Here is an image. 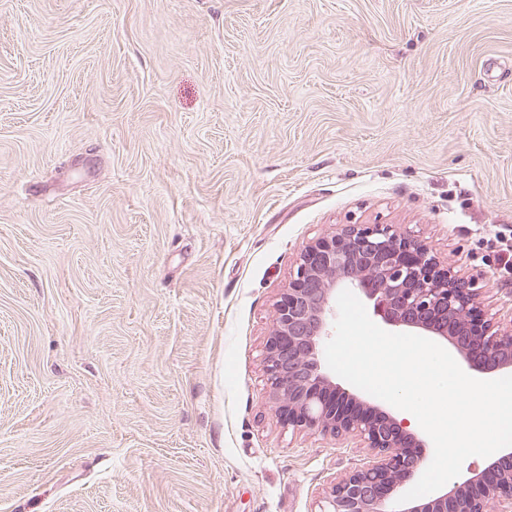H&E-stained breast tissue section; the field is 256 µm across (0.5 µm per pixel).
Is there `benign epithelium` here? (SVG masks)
Instances as JSON below:
<instances>
[{"mask_svg": "<svg viewBox=\"0 0 512 512\" xmlns=\"http://www.w3.org/2000/svg\"><path fill=\"white\" fill-rule=\"evenodd\" d=\"M344 289L362 294L395 333L435 339L470 370L512 372V316L482 312L483 288L439 264L423 241L389 224H343L308 244L274 304L264 347L268 398L292 431L351 441L365 461L337 476L316 512H512V448L462 482L395 507L425 467V442L391 409L348 391L322 352Z\"/></svg>", "mask_w": 512, "mask_h": 512, "instance_id": "obj_1", "label": "benign epithelium"}]
</instances>
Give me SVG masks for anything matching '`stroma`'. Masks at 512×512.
<instances>
[{
    "mask_svg": "<svg viewBox=\"0 0 512 512\" xmlns=\"http://www.w3.org/2000/svg\"><path fill=\"white\" fill-rule=\"evenodd\" d=\"M355 222L512 310V0H0V512H314L264 346Z\"/></svg>",
    "mask_w": 512,
    "mask_h": 512,
    "instance_id": "35a3bbf8",
    "label": "stroma"
}]
</instances>
